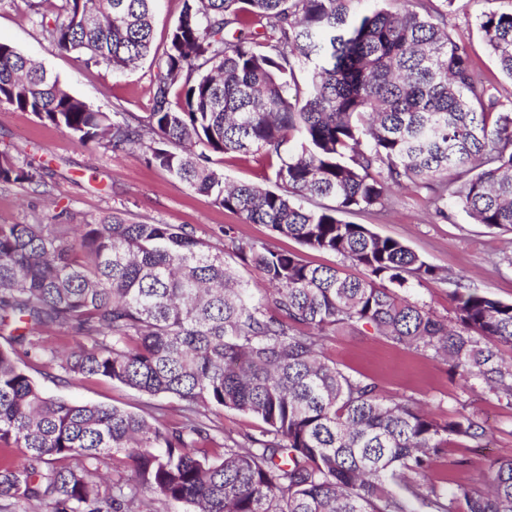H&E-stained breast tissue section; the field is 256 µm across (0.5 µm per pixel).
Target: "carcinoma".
<instances>
[{"mask_svg":"<svg viewBox=\"0 0 512 512\" xmlns=\"http://www.w3.org/2000/svg\"><path fill=\"white\" fill-rule=\"evenodd\" d=\"M155 0H26L62 52L123 72L149 56ZM359 0H184L158 61L151 112L108 114L0 43V106L89 143L145 149L148 163L275 236L363 269L342 275L224 228L214 248L186 226L0 224V512H136L151 496L191 512H512V457L484 490L421 480L452 440L480 443L460 412L439 422L336 366L337 330L448 360L512 406V303L456 288L448 322L397 292L448 281L407 245L345 221L389 184L438 183L452 205L512 231V108L475 77L470 51L431 0L355 11ZM260 24L262 32L252 30ZM512 80V12L478 18ZM293 148H287V145ZM263 151L278 189L228 185L214 154ZM0 153V183L42 185ZM231 253L269 289L250 287ZM68 334L48 347L41 333ZM47 356L60 380L97 378L180 404L171 426L49 395L21 367ZM258 419L219 436L200 408ZM125 455L134 478L102 489L96 464Z\"/></svg>","mask_w":512,"mask_h":512,"instance_id":"carcinoma-1","label":"carcinoma"}]
</instances>
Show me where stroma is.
<instances>
[{
    "label": "stroma",
    "instance_id": "35a3bbf8",
    "mask_svg": "<svg viewBox=\"0 0 512 512\" xmlns=\"http://www.w3.org/2000/svg\"><path fill=\"white\" fill-rule=\"evenodd\" d=\"M447 15L449 34L468 44L477 72L495 78L502 99L512 100V81L499 77L495 62L478 28L482 12L512 10V0H439ZM0 42L10 44L41 62L75 96L100 111L146 115L152 107L157 71L149 57L125 72L106 65L84 64L75 55L59 51L33 23L24 0H0ZM19 162L44 169L45 187L35 192L26 183L0 184V224H87L111 214L154 224L185 225L197 238L223 247L225 227L256 241H273L279 249L301 254L313 265L337 267L361 275V268L339 255L303 249L295 240L273 237L262 224H248L208 197L189 191L167 171L148 164L142 149L113 154L94 144L80 145L65 130L40 121L29 112L0 108V152ZM214 169L226 182L273 188L272 170L262 153L247 157L216 154ZM439 200L428 186L405 183L390 186L384 206L351 215L380 236L400 240L425 262L443 270L447 282H412L406 294L435 316L453 319L451 293L462 285L512 303V231L474 223L464 212L448 207L447 219L436 215ZM327 354L337 366L378 384L387 395L414 402L434 419L443 421L456 411L473 415L487 432L482 447L453 444L437 459L427 480L445 489L459 485L481 487L488 463L512 456V407L477 381L450 378L448 364L415 351L393 346L372 332H339L327 343ZM26 370L49 393L83 402L121 407L146 418L180 421L177 403L153 397L101 379L61 381L45 362L31 360ZM467 458L458 467V458Z\"/></svg>",
    "mask_w": 512,
    "mask_h": 512
}]
</instances>
